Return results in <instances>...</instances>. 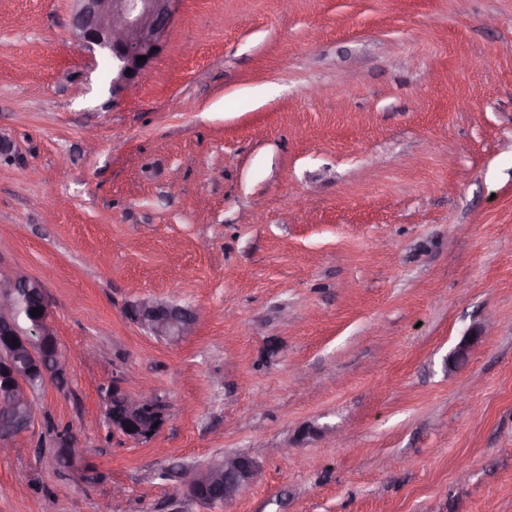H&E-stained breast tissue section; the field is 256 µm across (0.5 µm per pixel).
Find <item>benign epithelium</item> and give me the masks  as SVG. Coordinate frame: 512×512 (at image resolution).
<instances>
[{
    "label": "benign epithelium",
    "instance_id": "7a95c632",
    "mask_svg": "<svg viewBox=\"0 0 512 512\" xmlns=\"http://www.w3.org/2000/svg\"><path fill=\"white\" fill-rule=\"evenodd\" d=\"M71 32L79 45L90 51H99L112 61V93L118 94L134 86L161 54L169 28L180 0H73ZM145 57L140 63L137 57ZM23 289L44 292L41 281L21 272L0 278V372L9 378L14 401L10 410L21 430L34 420L36 408L32 403L31 375L40 370L43 383L59 385L67 380L68 368L55 356L50 367H45L48 343L57 342L52 329L49 310L26 328L19 326L18 307ZM128 315L150 335L165 336L175 343L189 335L197 315L191 310L173 306L155 298H139L129 304ZM112 398L122 402L126 415L133 417L143 409L151 413V420L143 428L138 440L152 439L166 420V401L157 388H148L138 394L120 386L118 377L112 380ZM224 468V500L235 498L258 475V463L248 456H236L220 461ZM181 485L189 498H198L199 480L196 472L185 470Z\"/></svg>",
    "mask_w": 512,
    "mask_h": 512
}]
</instances>
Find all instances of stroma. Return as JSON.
Listing matches in <instances>:
<instances>
[{
  "label": "stroma",
  "mask_w": 512,
  "mask_h": 512,
  "mask_svg": "<svg viewBox=\"0 0 512 512\" xmlns=\"http://www.w3.org/2000/svg\"><path fill=\"white\" fill-rule=\"evenodd\" d=\"M71 9L0 0V270L69 367L0 512H512V0H181L117 96ZM116 381L165 393L152 439L113 434ZM233 454L236 499L183 494ZM128 315L150 335L166 336L175 343L188 336L197 320L194 311L155 298H139L129 304Z\"/></svg>",
  "instance_id": "stroma-1"
}]
</instances>
